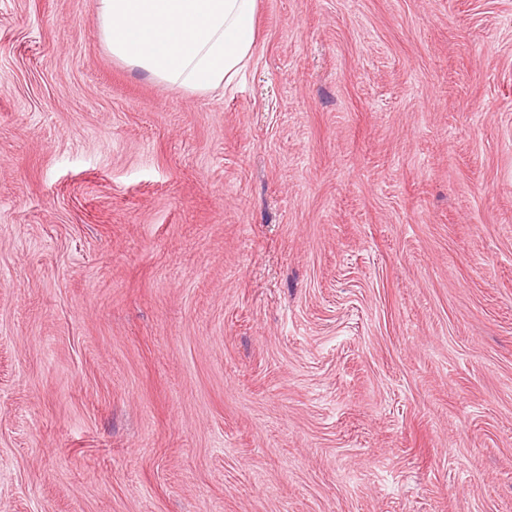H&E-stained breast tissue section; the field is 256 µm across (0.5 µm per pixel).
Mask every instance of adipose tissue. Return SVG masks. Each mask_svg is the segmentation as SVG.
<instances>
[{"label":"adipose tissue","instance_id":"adipose-tissue-1","mask_svg":"<svg viewBox=\"0 0 512 512\" xmlns=\"http://www.w3.org/2000/svg\"><path fill=\"white\" fill-rule=\"evenodd\" d=\"M96 18L112 57L194 94L233 83L257 39L256 0H97Z\"/></svg>","mask_w":512,"mask_h":512}]
</instances>
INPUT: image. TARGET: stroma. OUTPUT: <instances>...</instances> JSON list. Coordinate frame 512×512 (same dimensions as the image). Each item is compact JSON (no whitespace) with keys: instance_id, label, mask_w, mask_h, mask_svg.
Returning <instances> with one entry per match:
<instances>
[{"instance_id":"35a3bbf8","label":"stroma","mask_w":512,"mask_h":512,"mask_svg":"<svg viewBox=\"0 0 512 512\" xmlns=\"http://www.w3.org/2000/svg\"><path fill=\"white\" fill-rule=\"evenodd\" d=\"M257 21L0 0V512H512V0ZM96 18L112 57L194 94L233 83L257 39L256 0H97Z\"/></svg>"}]
</instances>
